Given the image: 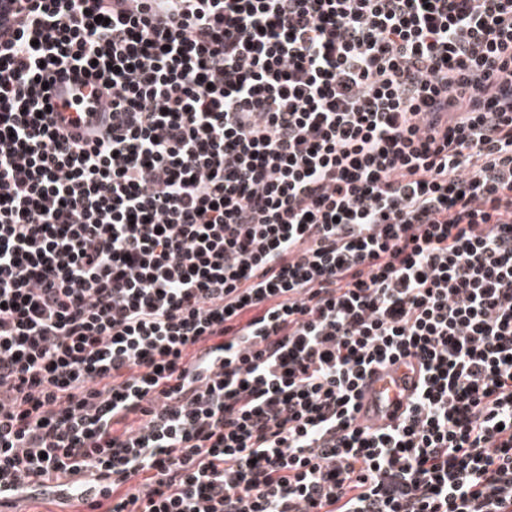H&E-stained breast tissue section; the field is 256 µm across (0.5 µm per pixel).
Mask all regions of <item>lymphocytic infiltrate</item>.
Returning <instances> with one entry per match:
<instances>
[{"mask_svg": "<svg viewBox=\"0 0 512 512\" xmlns=\"http://www.w3.org/2000/svg\"><path fill=\"white\" fill-rule=\"evenodd\" d=\"M3 487L512 512V0H0ZM73 76L66 80L58 81L54 84L53 97L51 103L53 106V117L57 122H61L62 118L67 122L69 119L76 117V111L69 106V103L75 100L76 89L79 82L73 81ZM64 122V123H65ZM420 379L419 366L409 358L374 367L361 384L360 422L373 427L396 424ZM398 404L401 407L394 414Z\"/></svg>", "mask_w": 512, "mask_h": 512, "instance_id": "1", "label": "lymphocytic infiltrate"}]
</instances>
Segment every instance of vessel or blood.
I'll use <instances>...</instances> for the list:
<instances>
[{
    "label": "vessel or blood",
    "instance_id": "b4317fda",
    "mask_svg": "<svg viewBox=\"0 0 512 512\" xmlns=\"http://www.w3.org/2000/svg\"><path fill=\"white\" fill-rule=\"evenodd\" d=\"M77 87V82L70 78L55 83L51 99L55 120L74 118L80 110L100 111L102 101L94 97L85 100L81 109L72 108ZM420 379L418 365L407 358L373 368L361 384L360 422L373 427L396 424L400 419L397 405L407 403L416 392Z\"/></svg>",
    "mask_w": 512,
    "mask_h": 512
}]
</instances>
